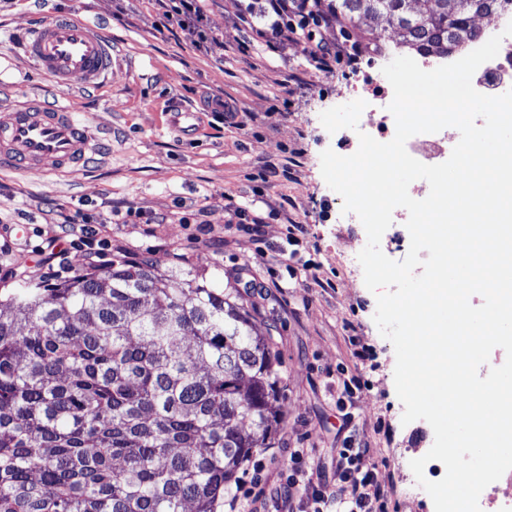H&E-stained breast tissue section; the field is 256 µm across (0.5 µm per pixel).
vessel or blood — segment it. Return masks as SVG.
<instances>
[{
  "label": "vessel or blood",
  "mask_w": 512,
  "mask_h": 512,
  "mask_svg": "<svg viewBox=\"0 0 512 512\" xmlns=\"http://www.w3.org/2000/svg\"><path fill=\"white\" fill-rule=\"evenodd\" d=\"M26 56L58 89L93 87L113 70L108 40L91 24L73 18L50 20L21 36ZM93 135L59 105L0 102V170L37 166L61 171L82 164Z\"/></svg>",
  "instance_id": "vessel-or-blood-1"
}]
</instances>
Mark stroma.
Returning a JSON list of instances; mask_svg holds the SVG:
<instances>
[{
    "instance_id": "stroma-1",
    "label": "stroma",
    "mask_w": 512,
    "mask_h": 512,
    "mask_svg": "<svg viewBox=\"0 0 512 512\" xmlns=\"http://www.w3.org/2000/svg\"><path fill=\"white\" fill-rule=\"evenodd\" d=\"M241 13L240 0H209L203 27L219 39L215 47L190 30L160 36L154 0H0V92L63 101L97 137L85 166L67 174L0 170L7 259L32 269L37 246L59 232L57 212L79 209L98 220L106 259L147 256L162 277L179 263L226 293L246 290L245 306L258 333L272 339L284 385L280 426L243 464H263L267 512L289 493L290 451L303 450L315 485L335 479L336 450L348 440L366 448L364 465L393 483L384 512H434L409 466L434 433L426 421L401 422L394 348L373 321L376 297L358 261L366 231L321 173L323 151L348 156L359 146L351 129L328 132L321 113L352 102L364 74L416 52L385 17H339L315 30L338 53L318 68L296 33L284 28L266 43L247 32ZM57 16L97 26L119 54L97 87L56 90L24 55L19 31ZM356 44L363 52L353 59ZM212 95L236 112V124L207 111ZM178 108L194 112L189 130L173 124ZM130 208L164 221L108 223L110 210ZM238 208L261 218L260 235L238 224ZM19 224L26 235L17 234ZM293 224L304 227L295 245L287 241ZM354 337L368 347L366 360L354 357ZM343 374L360 376L363 387L343 392Z\"/></svg>"
}]
</instances>
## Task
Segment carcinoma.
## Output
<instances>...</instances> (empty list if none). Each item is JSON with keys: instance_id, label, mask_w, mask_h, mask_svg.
<instances>
[{"instance_id": "carcinoma-1", "label": "carcinoma", "mask_w": 512, "mask_h": 512, "mask_svg": "<svg viewBox=\"0 0 512 512\" xmlns=\"http://www.w3.org/2000/svg\"><path fill=\"white\" fill-rule=\"evenodd\" d=\"M336 0L448 55L512 0ZM277 354L219 288L149 257L0 300V512H216L280 421Z\"/></svg>"}]
</instances>
